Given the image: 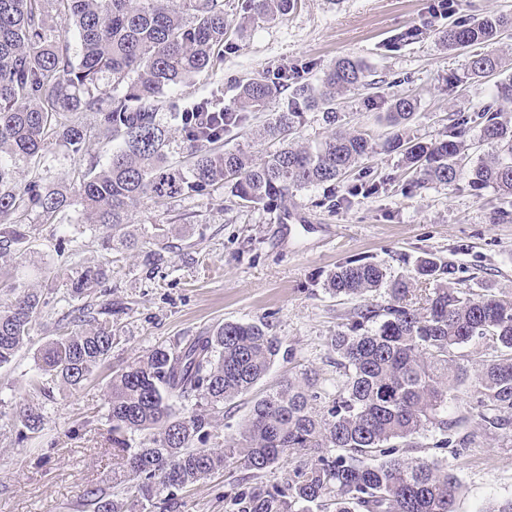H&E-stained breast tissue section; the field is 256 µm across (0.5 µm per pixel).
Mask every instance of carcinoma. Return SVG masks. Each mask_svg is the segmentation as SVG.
<instances>
[{"instance_id":"carcinoma-1","label":"carcinoma","mask_w":512,"mask_h":512,"mask_svg":"<svg viewBox=\"0 0 512 512\" xmlns=\"http://www.w3.org/2000/svg\"><path fill=\"white\" fill-rule=\"evenodd\" d=\"M296 5L245 0L238 30L285 16ZM55 17L75 30L76 52ZM228 28L224 0H0V264L27 251L31 223L53 224L72 207L81 208L85 223L106 230L103 244L111 247L124 243V226L146 200L163 207L229 185L248 205L285 203L299 189L335 184L372 152L363 134L334 128L339 93L366 85L365 69L350 57L338 59L314 84L292 86L290 75L271 71L242 84L227 105L218 88L172 120L164 118L167 93L219 69ZM511 29V16L486 15L439 31L445 46L472 49L463 74L449 76L448 84L499 73L502 59L479 46ZM290 88L291 105L253 132L259 141L284 146L261 158L224 150L226 130ZM417 109L414 97L393 98L385 151L403 155L417 187L465 178L476 190H497L509 205L495 208L489 221L512 223V120L488 102L476 112L451 114L448 138L423 143L407 135ZM306 110L322 111L333 127L313 149L286 144ZM473 124L488 146L474 160L465 155ZM175 129L186 151L182 164L169 157ZM116 140L107 163L86 155L90 143ZM54 144L77 158L68 183L50 181L42 170ZM454 274L452 264L432 258L391 282L383 266L364 258L338 266L327 278L328 290L365 305L330 339L342 376L336 390L326 391L308 375L286 381L255 401L240 438L222 448L207 446L215 414L266 375L279 354L278 339L254 323H225L184 343L149 349L113 375L107 390L113 478L130 484V501L89 488L85 496L94 512H164L177 492L231 465L256 476L288 458L296 465L282 484L238 488L231 512H456L458 477L435 460L404 457L401 448L431 430L441 435L436 447L457 445L448 405L458 399L468 370L455 351L487 336L500 355L476 374L478 425L509 424L512 298L472 297L457 287ZM106 276L104 269L76 272L72 296H83ZM423 280L435 282L425 306L408 307L406 297ZM384 286L391 288V304L384 320L368 327L375 310L366 301ZM0 287L13 295L0 305L2 367L29 340L44 301L1 272ZM78 322L84 328L61 332L40 353L41 375L74 390L112 352V308L95 314L85 306ZM176 402L182 410H175ZM14 426L21 436L39 432L41 408H23ZM145 431L149 437L138 448L122 438Z\"/></svg>"}]
</instances>
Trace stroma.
<instances>
[{"mask_svg":"<svg viewBox=\"0 0 512 512\" xmlns=\"http://www.w3.org/2000/svg\"><path fill=\"white\" fill-rule=\"evenodd\" d=\"M242 0H224L234 48L212 77L182 84L168 105L182 110L208 97L214 87L232 101L240 83L268 70L301 69L316 82L337 59L348 56L368 69L370 85L343 94L338 112L345 127L383 143L384 116L394 95L413 93L418 110L410 136L426 142L445 137L448 116L470 112L496 91V77L452 88L448 75L462 72L465 49L443 47L436 30L495 11L512 15V0H299L280 19L239 32L235 22ZM411 172L401 154L377 151L337 184L311 186L288 203L248 207L230 191L186 197L158 208L145 203L128 230L142 237L158 227L164 259L144 260V248L124 253L101 245L102 230L78 221L68 210L56 224L30 227L29 250L15 261V272L45 301L33 322L27 346L0 368V512H93L84 491L98 486L126 499L114 482L107 384L151 347L174 344L228 322L267 326L280 342L268 374L247 394L225 403L213 433L238 437L256 399L283 382L310 373L323 388L336 386L330 339L355 320L360 300L329 292L327 276L345 261L363 257L397 277L416 261L435 257L452 262L464 291L512 297V224H493L500 205L493 189L474 190L467 180L453 187L430 186L410 194ZM377 192H368L369 184ZM336 206L323 203L329 192ZM289 217L294 233L279 240L278 226ZM108 268L110 280L92 286L86 299L71 295L68 273ZM112 306V353L80 390L61 383L49 396L33 391L40 374L39 352L68 313L82 303ZM448 409L464 447L436 448L438 433L416 437L412 457L446 464L461 482L457 512H485L512 499V428L477 426L472 414L476 391L458 388ZM41 404L42 430L20 439L14 420L25 404ZM241 469L216 474L179 494L176 512H230L227 499L246 478Z\"/></svg>","mask_w":512,"mask_h":512,"instance_id":"1","label":"stroma"}]
</instances>
